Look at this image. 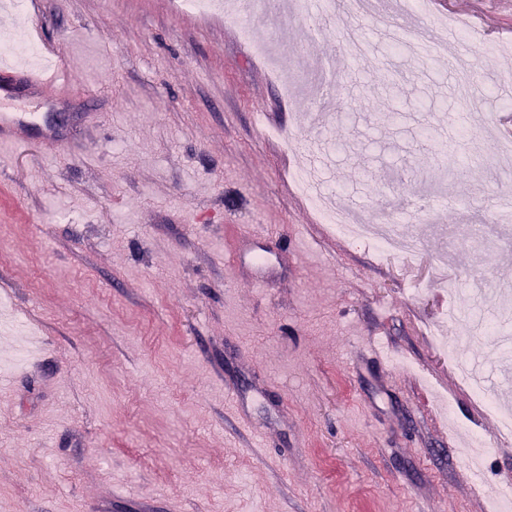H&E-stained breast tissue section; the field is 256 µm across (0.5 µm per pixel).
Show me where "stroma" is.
<instances>
[{"label": "stroma", "instance_id": "35a3bbf8", "mask_svg": "<svg viewBox=\"0 0 512 512\" xmlns=\"http://www.w3.org/2000/svg\"><path fill=\"white\" fill-rule=\"evenodd\" d=\"M66 82L12 112L53 115L0 147V512H496L512 489V435L462 382L481 363L512 401V361L473 331L512 329V222H492L512 169L485 140L496 100L459 149L395 124V100L439 102L443 55L388 56L396 21L314 22L306 7L239 0L222 13L174 0H45ZM493 31L512 0H450ZM334 107L309 80L344 34ZM332 154L340 209L399 225L410 263L321 222L293 185L309 151ZM321 234L320 253L287 257ZM265 246L281 275L257 285L234 249ZM385 337L403 368L371 351ZM266 431L253 445L241 421ZM488 452L473 477L462 438Z\"/></svg>", "mask_w": 512, "mask_h": 512}]
</instances>
